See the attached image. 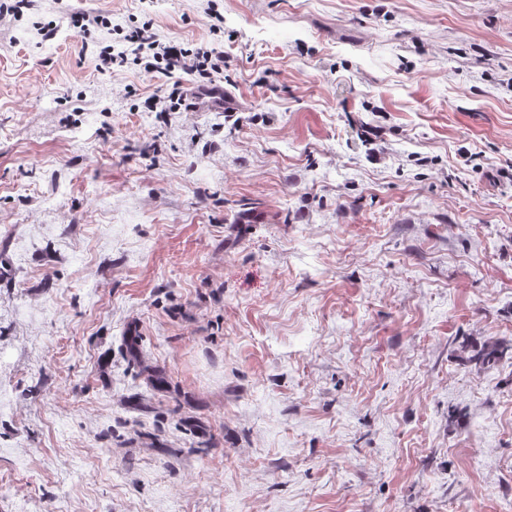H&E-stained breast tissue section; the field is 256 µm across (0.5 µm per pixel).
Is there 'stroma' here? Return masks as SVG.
Returning a JSON list of instances; mask_svg holds the SVG:
<instances>
[{"instance_id":"35a3bbf8","label":"stroma","mask_w":512,"mask_h":512,"mask_svg":"<svg viewBox=\"0 0 512 512\" xmlns=\"http://www.w3.org/2000/svg\"><path fill=\"white\" fill-rule=\"evenodd\" d=\"M507 341L512 0L0 18V512H512ZM70 25L84 39H93V34L100 28L108 27V18L102 14L75 12L69 17ZM150 21L129 28L115 44L99 42L96 69L100 73H112L114 67L126 64L133 56L134 62L143 65L148 74L165 76L180 71L193 76L201 87L210 84L213 72L224 70V53L214 48H186L176 41L161 42L153 31Z\"/></svg>"}]
</instances>
